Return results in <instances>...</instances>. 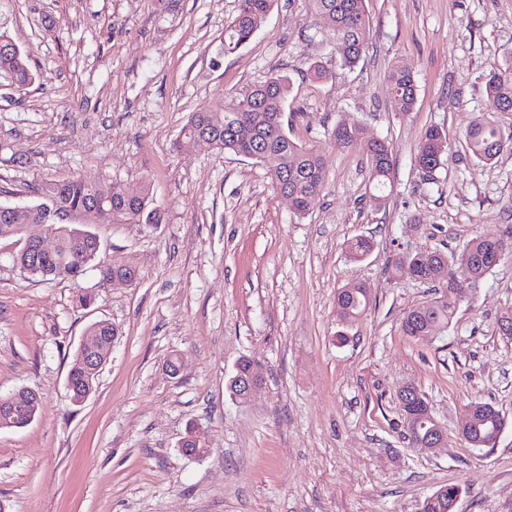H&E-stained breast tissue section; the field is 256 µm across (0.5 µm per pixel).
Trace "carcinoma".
I'll use <instances>...</instances> for the list:
<instances>
[{
	"mask_svg": "<svg viewBox=\"0 0 512 512\" xmlns=\"http://www.w3.org/2000/svg\"><path fill=\"white\" fill-rule=\"evenodd\" d=\"M273 0H240L238 14L225 28L218 54L233 53L249 42L271 8ZM312 11L328 23L331 38L347 45L342 54L344 65L357 64L367 44L370 24L365 0H308ZM0 75L8 77L16 89H25L34 79L28 56L5 35L0 34ZM391 103L398 112L412 110L416 100V84L412 73L396 65L388 75ZM287 77L270 76L262 83L245 87L227 98L225 104L212 112L205 108L192 113L183 127L182 140L194 141L206 134L219 151H229L268 165L272 186L292 196V205L299 215L306 214L321 195L325 183L326 158L314 148L295 143L286 132L282 113L289 94ZM487 100L495 112L512 115V61L507 60L487 75ZM365 135L359 123L339 122L331 131L334 144L346 147ZM471 156L480 162H490L505 147L512 144V126L478 120L465 133ZM448 144L440 128L428 127L421 136L415 163L427 173L444 164ZM390 144L374 139L367 157L369 181L375 193L370 200L377 206L385 203L384 188L390 180L392 166ZM39 202L20 206L4 215L0 226L12 228V236L22 237V225L32 216L46 218L50 230L60 240L59 249L34 264L33 247L23 246L13 256V262L25 273L43 280L59 277L76 280L95 261L100 250L98 236L87 227L64 223L73 214H86L92 208L103 210L104 223L160 224L162 213L153 207L150 185L138 182L129 185L107 182H88L80 178L47 177L35 185ZM372 249L370 240L357 237L347 244L354 259L366 256ZM503 239L476 237L457 253L416 251L398 258L394 269L432 285L434 297L411 308L403 317L401 329L413 339L440 336L448 330L456 310L465 302L463 290L475 291L487 274L504 257ZM101 280L114 277L136 278L139 270L133 263L120 269L99 266ZM369 304L367 289L351 285L337 294L336 313L339 324L347 328L358 321ZM112 342V326L97 320L84 332L76 356H90ZM478 407L472 424L470 446L484 448L492 444L498 429L499 411L486 402L472 401ZM35 410L34 400L24 392L0 396V427L23 428ZM405 437L413 447L427 433L423 421H404ZM461 493L458 485L442 487L426 497L421 512H449L453 500Z\"/></svg>",
	"mask_w": 512,
	"mask_h": 512,
	"instance_id": "1",
	"label": "carcinoma"
}]
</instances>
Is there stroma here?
I'll return each instance as SVG.
<instances>
[{"label":"stroma","mask_w":512,"mask_h":512,"mask_svg":"<svg viewBox=\"0 0 512 512\" xmlns=\"http://www.w3.org/2000/svg\"><path fill=\"white\" fill-rule=\"evenodd\" d=\"M238 5L0 0V33L36 74L21 92L0 78V204L35 203L47 176L144 180L163 215L94 226L100 265H138L130 284L101 285L92 267L76 280L29 276L12 261L17 238H0V395L41 396L30 425L0 429V502L8 512H420L457 484L456 512H512V340L497 331L512 256L438 338L403 335L404 313L431 287L393 270L402 254L512 230V149L485 164L465 142L475 120L512 123L489 108L484 80L512 55V0H366L370 36L351 68L306 0H274L247 44L218 55ZM398 64L417 84L409 112L390 102ZM276 73L291 83L289 136L326 155L324 190L303 217L265 165L175 146L191 113ZM340 121L362 123L366 138L333 146ZM432 125L448 154L429 174L414 151ZM372 138L392 147L382 208L369 199ZM360 236L373 249L350 260ZM353 284L370 307L342 344L336 296ZM100 319L119 337L75 405L67 376ZM243 358L261 378L245 404L226 390ZM409 382L447 434L435 450L404 437L398 392ZM473 400L507 421L492 447L458 434ZM191 427L203 458L181 451Z\"/></svg>","instance_id":"obj_1"}]
</instances>
